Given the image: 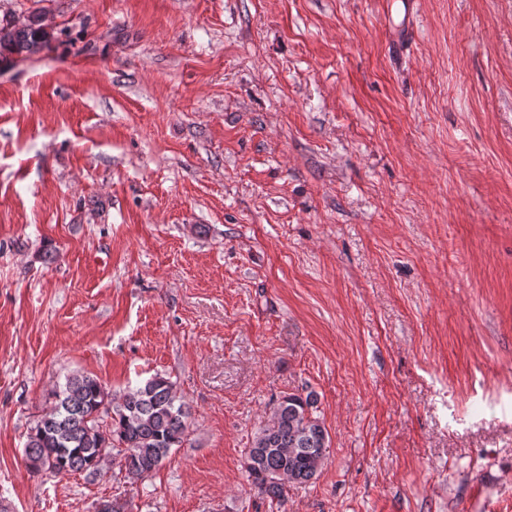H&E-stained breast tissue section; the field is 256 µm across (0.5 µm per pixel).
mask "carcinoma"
<instances>
[{
	"label": "carcinoma",
	"mask_w": 512,
	"mask_h": 512,
	"mask_svg": "<svg viewBox=\"0 0 512 512\" xmlns=\"http://www.w3.org/2000/svg\"><path fill=\"white\" fill-rule=\"evenodd\" d=\"M9 30L0 42V60L27 56L44 45L49 34L40 27V15L17 27L0 20ZM54 402L32 428L24 453L32 473L63 477L97 473L104 451L112 448L130 484L149 476L183 444L191 413L173 383L155 375L115 397L102 382L88 374H74L52 392ZM318 397L288 393L274 401L269 422L244 452V469L251 483L270 500H279L295 485L317 478L324 466L329 434L316 415Z\"/></svg>",
	"instance_id": "cac0c4a2"
}]
</instances>
